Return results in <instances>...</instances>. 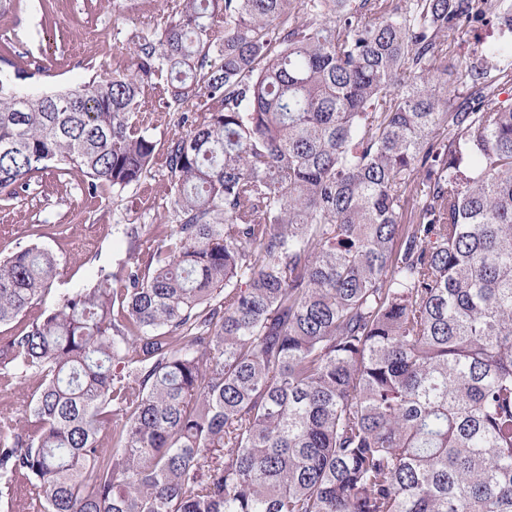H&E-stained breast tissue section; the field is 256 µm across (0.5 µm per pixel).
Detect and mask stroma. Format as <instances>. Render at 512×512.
I'll use <instances>...</instances> for the list:
<instances>
[{
  "mask_svg": "<svg viewBox=\"0 0 512 512\" xmlns=\"http://www.w3.org/2000/svg\"><path fill=\"white\" fill-rule=\"evenodd\" d=\"M23 0L20 8L0 12V47L11 45L21 67L46 66L49 76L33 79L35 87L72 85L92 75L94 68H127L139 37L160 32L164 0ZM166 178L155 170L147 186L124 195V213L132 224H156L166 214ZM38 232L39 246L60 262L58 291L86 285L98 268H116L127 260L128 245L116 229L111 194L91 197L79 176L46 172L39 183L18 197L0 200V258L18 245L29 244Z\"/></svg>",
  "mask_w": 512,
  "mask_h": 512,
  "instance_id": "stroma-1",
  "label": "stroma"
}]
</instances>
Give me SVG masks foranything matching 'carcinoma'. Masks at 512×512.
I'll use <instances>...</instances> for the list:
<instances>
[{"instance_id":"carcinoma-1","label":"carcinoma","mask_w":512,"mask_h":512,"mask_svg":"<svg viewBox=\"0 0 512 512\" xmlns=\"http://www.w3.org/2000/svg\"><path fill=\"white\" fill-rule=\"evenodd\" d=\"M167 6L74 86L0 51V199L169 197L52 302L0 259L8 512H512V40L455 51L512 0ZM152 179L146 188H131L124 194L122 212L125 221L120 224H158L166 214L167 199L165 197L166 177L164 171L157 166ZM128 207V211L125 208Z\"/></svg>"}]
</instances>
